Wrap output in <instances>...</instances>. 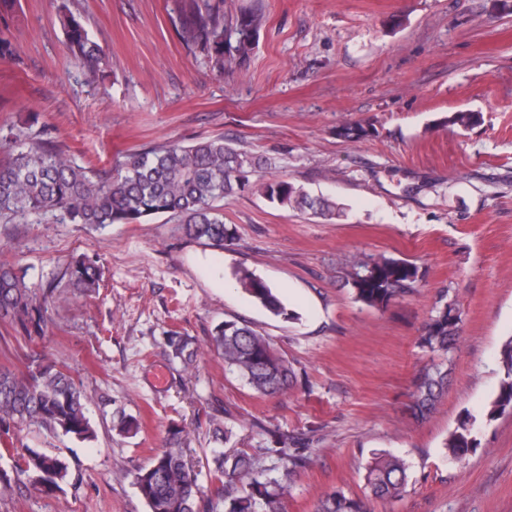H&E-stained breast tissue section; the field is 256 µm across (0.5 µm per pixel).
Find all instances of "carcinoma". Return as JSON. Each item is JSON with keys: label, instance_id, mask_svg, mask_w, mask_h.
Listing matches in <instances>:
<instances>
[{"label": "carcinoma", "instance_id": "1", "mask_svg": "<svg viewBox=\"0 0 512 512\" xmlns=\"http://www.w3.org/2000/svg\"><path fill=\"white\" fill-rule=\"evenodd\" d=\"M59 24L65 48L86 71L90 84H100L102 48L85 26L67 9H61ZM263 15L251 11L226 24L208 0H180L174 25L181 42L206 53L219 71L234 61L246 60L253 51ZM372 129L345 126L338 135L352 142L370 136ZM8 159L0 161V214L26 217L47 215L58 224H141L159 214L180 218L186 232L216 245L236 240L233 228L224 224L214 202L233 193L246 182L255 161L224 143L202 139L191 145L179 142L127 156L114 174L104 175L91 166L75 164L57 145L38 142L16 146L0 142ZM272 203L292 209L308 208L322 216L336 214V203L311 198L293 183L275 179L263 186ZM69 286L84 295L96 292L100 278L97 261L88 256L69 264ZM348 283L358 301L384 308L397 298L412 295L422 280L419 267L399 258L371 256L350 262ZM241 287L270 312L280 315L285 307L261 278L247 270L238 273ZM54 286L42 294L25 279L22 270L0 264V321L29 339L43 333ZM462 313L448 292L441 293L434 314L419 337V345L434 356L415 375L410 410L417 420L428 419L448 389V375L460 338ZM171 355L184 367L193 365L197 349L187 336L170 337ZM212 347L224 364L237 372L257 392L279 395L295 386L297 376L286 358L274 351L269 339L239 321L216 326ZM503 379L487 418L512 412V336L501 346ZM88 398L80 383L53 362L34 360L21 373L0 368V440L9 443L19 425H33L54 437L82 441L94 437L88 417ZM476 419L465 414L449 435L448 456L461 461L478 447L473 430ZM276 459L281 470L263 466ZM311 462L308 448L295 437L277 432L269 444L254 448L216 450L208 473L217 482L206 492L200 471L186 458L182 430L173 427L164 448L147 464L137 467L134 483L149 512H283L292 477ZM34 489L51 493L70 478L66 459L40 450H25L16 466ZM368 497L380 501L401 498L408 484L403 459L386 452L372 454L366 466ZM315 512H370L367 502L333 491L324 494Z\"/></svg>", "mask_w": 512, "mask_h": 512}]
</instances>
